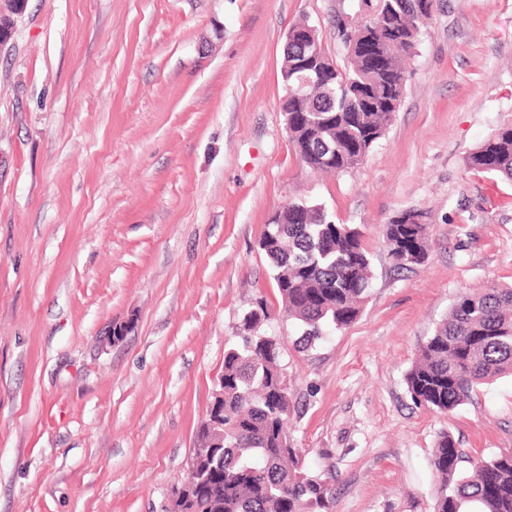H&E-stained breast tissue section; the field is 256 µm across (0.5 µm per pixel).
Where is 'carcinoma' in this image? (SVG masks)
I'll use <instances>...</instances> for the list:
<instances>
[{
	"mask_svg": "<svg viewBox=\"0 0 512 512\" xmlns=\"http://www.w3.org/2000/svg\"><path fill=\"white\" fill-rule=\"evenodd\" d=\"M427 10L419 0H359L363 26L388 58L382 68L359 52L340 28L346 64L336 67V92L288 99L290 141L311 168L342 173L359 165L384 136L405 92V62L418 54ZM326 56L320 38L284 47L282 83L297 84L294 60ZM473 170L512 181V125L498 128L467 157ZM425 224L385 225L384 242L394 265L425 261ZM288 317L301 329L299 348H315L325 329H342L360 313L371 279L362 234L338 224L307 202L288 203V223L267 224L259 241ZM269 307L255 300L241 319L239 340L224 347V432L201 441L210 457L208 480L190 479V512H322L326 489L320 475L288 447L289 393L280 363L279 338L267 334ZM512 374V286L461 295L448 316L420 346L406 373L411 398L441 412L463 404L478 386ZM463 454L449 433L432 457L434 512H512V454L481 461L465 472Z\"/></svg>",
	"mask_w": 512,
	"mask_h": 512,
	"instance_id": "carcinoma-1",
	"label": "carcinoma"
}]
</instances>
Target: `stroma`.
<instances>
[{"mask_svg": "<svg viewBox=\"0 0 512 512\" xmlns=\"http://www.w3.org/2000/svg\"><path fill=\"white\" fill-rule=\"evenodd\" d=\"M357 0H26L0 46V512H161L184 483L224 347L276 313L287 434L327 512H433L450 433L512 452V375L454 410L405 377L464 293L512 284V182L468 153L512 123V0H438L384 136L340 175L306 166L280 110L285 34L336 63ZM362 232L371 280L349 327L299 352L258 247L284 203ZM428 226L398 269L385 224ZM132 322L119 342L113 324Z\"/></svg>", "mask_w": 512, "mask_h": 512, "instance_id": "stroma-1", "label": "stroma"}]
</instances>
